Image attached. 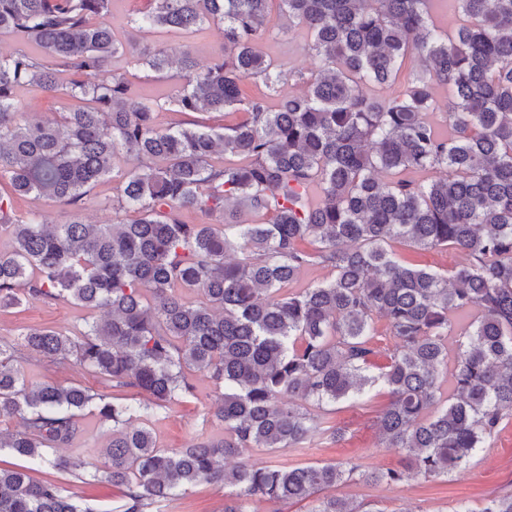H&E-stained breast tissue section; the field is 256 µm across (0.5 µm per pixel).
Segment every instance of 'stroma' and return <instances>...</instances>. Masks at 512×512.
I'll use <instances>...</instances> for the list:
<instances>
[{
    "mask_svg": "<svg viewBox=\"0 0 512 512\" xmlns=\"http://www.w3.org/2000/svg\"><path fill=\"white\" fill-rule=\"evenodd\" d=\"M148 0H111L103 21L121 41L158 46H172L188 51L201 65H212L222 52L223 38L217 26L208 25L199 31H157L146 35L135 32L131 20L148 9ZM310 38L306 30L288 28L278 10H271L267 31L259 42L263 53L285 64L296 72L310 73L315 61L308 49ZM116 71L123 73L136 96L161 97L172 92L178 77L162 78L136 65L131 54H124L113 62ZM14 100L28 118L52 117L75 105L65 97L43 96L35 87L21 86L14 91ZM100 310H86L62 303L36 301L20 309L0 310V340L12 341L24 328L53 327L62 331L84 328L86 322L103 320ZM24 370L33 380L76 384L95 392H104L105 386L93 373L75 368L57 369L45 361L31 360ZM197 397L170 403L162 410L152 429L157 444L162 448H184L202 441L223 438L224 429L213 412L216 394L209 379L195 373ZM385 402L384 396L352 405L339 404L331 418L347 428L339 442L315 439L301 449L271 453L262 448L243 449L241 461L250 463L275 462L286 467L302 466L315 461L358 460L369 467L393 468L400 466L403 455L399 449L382 444L374 427L376 416ZM36 478L57 480L66 495L84 499L98 512H111L119 491L110 483L87 485L69 475L48 467L40 468ZM512 489V422L491 439L466 469L446 478L424 481L416 479L399 486L366 484L363 482L336 485L331 493L363 503L369 512H453L458 505L480 507L484 498ZM155 512H224V487L202 483L184 493L158 504Z\"/></svg>",
    "mask_w": 512,
    "mask_h": 512,
    "instance_id": "35a3bbf8",
    "label": "stroma"
}]
</instances>
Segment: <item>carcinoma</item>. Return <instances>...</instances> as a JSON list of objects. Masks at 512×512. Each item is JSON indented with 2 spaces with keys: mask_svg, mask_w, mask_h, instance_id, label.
Masks as SVG:
<instances>
[{
  "mask_svg": "<svg viewBox=\"0 0 512 512\" xmlns=\"http://www.w3.org/2000/svg\"><path fill=\"white\" fill-rule=\"evenodd\" d=\"M109 2L0 0V31L37 48L0 55V180L11 188L0 193V308L42 300L111 314L75 334L29 329L0 341V451L31 463L0 466V512H97L30 475L40 464L119 488L113 512H147L201 482L228 489L224 512H248L255 497L360 512L319 493L469 465L512 417V0H451L464 16L451 37L430 0H152L134 28L216 24L224 39L221 60L204 69L187 51L132 44L139 64L182 74L162 99L134 95L112 69L126 45L94 22ZM274 2L288 27L310 36L317 64L306 77L258 48ZM411 58L419 69L394 89ZM294 76L304 93L280 95ZM251 79L263 96H243ZM436 84L448 88L441 120ZM25 85L93 106L27 122L13 98ZM166 105L246 118L162 130ZM121 157L131 165L105 207L135 219L48 224L14 214L12 196L29 194L82 210ZM184 210L220 221L188 224ZM394 243L450 246L466 262H404ZM315 265L330 277L295 286ZM383 335L392 345L376 363ZM32 356L83 367L143 400L34 382L22 369ZM194 372L219 390L224 439L160 448L149 423L195 396ZM374 391L388 400L376 426L404 452L403 468L226 467L241 448L341 440L346 427L320 411ZM86 409L109 427L101 465L51 456L83 437ZM16 418L21 428H2ZM461 512H512V489Z\"/></svg>",
  "mask_w": 512,
  "mask_h": 512,
  "instance_id": "obj_1",
  "label": "carcinoma"
}]
</instances>
